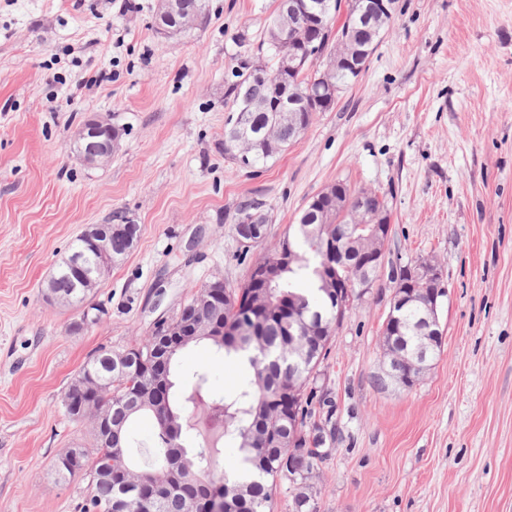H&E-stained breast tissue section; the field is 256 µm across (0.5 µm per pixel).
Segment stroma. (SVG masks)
<instances>
[{
    "mask_svg": "<svg viewBox=\"0 0 512 512\" xmlns=\"http://www.w3.org/2000/svg\"><path fill=\"white\" fill-rule=\"evenodd\" d=\"M0 0V512H78L88 481L54 464L92 445L61 398L88 355L147 339L194 286L242 281L318 193L386 198V263L429 259L446 295L441 351L413 389L377 390L389 278L335 331L318 387L338 434L311 481L317 512H512V0H395L359 79L259 175L224 156V84L276 0H210L169 39L155 0ZM122 130L102 166L73 135L93 113ZM256 200L265 242L238 260L231 216ZM139 224L88 297L100 321L43 298L88 224ZM216 393L238 370L208 343L180 373Z\"/></svg>",
    "mask_w": 512,
    "mask_h": 512,
    "instance_id": "obj_1",
    "label": "stroma"
}]
</instances>
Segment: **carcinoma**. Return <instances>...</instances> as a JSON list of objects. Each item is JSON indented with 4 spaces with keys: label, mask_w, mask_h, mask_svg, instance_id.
Segmentation results:
<instances>
[{
    "label": "carcinoma",
    "mask_w": 512,
    "mask_h": 512,
    "mask_svg": "<svg viewBox=\"0 0 512 512\" xmlns=\"http://www.w3.org/2000/svg\"><path fill=\"white\" fill-rule=\"evenodd\" d=\"M305 25V18L292 27L285 21L281 28L271 21L251 57L231 68L224 92V100L231 104V115L224 126V157L236 161L230 155L236 142L249 140V160L240 163L242 167L264 165L301 136L280 119L279 113L270 110V102L282 91L304 95L312 77L320 73L316 68L296 75L279 67L281 57L297 48L294 36ZM252 62L265 66L274 83L261 82L250 75ZM245 92L262 101L264 107L249 113L247 126L242 127L234 115ZM335 102L336 95L327 94L311 104L312 111L304 113L303 129L312 124L313 113L328 112ZM334 189L353 211L366 215L388 213L385 200L375 192L355 190L340 182ZM257 210L253 201L240 202L232 215L233 224L240 225ZM138 232L139 225L134 224L131 234L116 233L109 238L112 263L128 256L133 249L131 238L138 237ZM286 243L294 251L291 262L278 265L276 249L256 259L270 265L273 273L261 310L256 313L260 320L258 336L246 331L229 340L212 331L214 324L252 326L247 312L262 286L245 279L235 287L223 289L207 304L200 301L201 288L193 289L185 309L157 323L148 340H135L112 351L115 360L140 352L142 359L138 364L109 365L104 359L95 361L93 354L85 361L82 369L100 376L105 385L99 402L111 411L119 446L107 447L97 439L94 450L83 452L73 468L59 470L65 478L80 474L89 477L87 496L79 506L81 512H190L193 499L199 512H209L216 499L223 500L222 512H273L274 501L280 494L291 496L294 512H317L310 479L318 463L327 456L325 445L336 441V423L331 400L317 396L314 384L329 354L335 328L345 316L339 312L332 289L358 279L377 281L379 277L377 271L360 262L367 247L365 229L352 223L351 215L340 216L334 202L311 217L302 212L299 223L289 227L279 241L281 246ZM84 265L92 271L91 284H82L60 265L52 276L49 294L58 303L81 308L80 318L91 320L94 315L87 309L88 295L110 269L98 272L104 266L103 257L90 249L85 251ZM413 266L412 262L406 264L390 277L391 284L411 290L412 297L395 310L397 324L383 325V358L391 366L392 376L375 373L373 383L381 390L404 383L407 362L421 348L428 349L430 362L440 354L443 331L438 325L427 328L421 322L432 291L411 275ZM201 341L210 342L224 355V360L245 369L243 382L235 392L210 395L206 407L224 416V435L237 440L240 461L249 473L247 478L226 475L222 481L215 480L211 470L219 448L191 445L193 427L184 422L183 411L193 396L208 390V376L206 370L200 369L184 379L191 394L182 398L174 390L176 361L184 349ZM152 344L162 350L164 357L162 402L171 425L169 431L156 434L158 451L153 462L138 470L129 460L130 429L141 417L157 420L155 408L148 406L130 412L119 396L146 387L156 359L149 351ZM179 453L192 455L194 474L171 492L144 485L122 487L101 477L109 469L116 475L124 468L149 477L166 471L171 455Z\"/></svg>",
    "instance_id": "obj_1"
}]
</instances>
